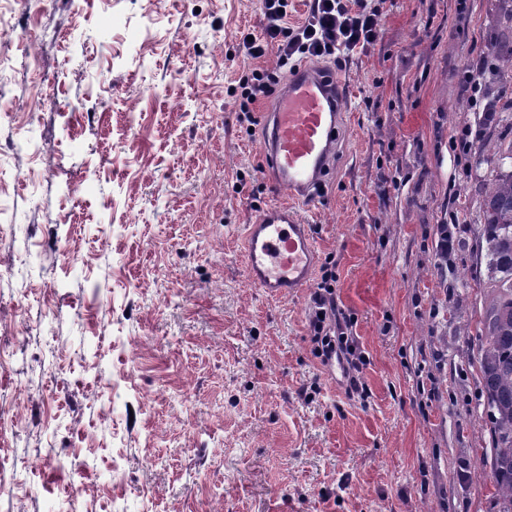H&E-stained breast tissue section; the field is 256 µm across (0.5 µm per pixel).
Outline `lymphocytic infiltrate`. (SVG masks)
I'll list each match as a JSON object with an SVG mask.
<instances>
[{"label":"lymphocytic infiltrate","instance_id":"lymphocytic-infiltrate-1","mask_svg":"<svg viewBox=\"0 0 512 512\" xmlns=\"http://www.w3.org/2000/svg\"><path fill=\"white\" fill-rule=\"evenodd\" d=\"M267 24L262 37L243 40L246 54L254 59L275 50V68H252L242 74L233 91L239 118L256 126L254 110L267 100L276 85L294 73L305 60H339L376 41L381 13L367 7L364 0H310L305 22L291 27L286 23L289 0H262ZM336 275L323 269L321 280L310 296L308 329L313 351L322 362L338 361L347 381L348 393L363 391L359 376L360 355L336 299Z\"/></svg>","mask_w":512,"mask_h":512}]
</instances>
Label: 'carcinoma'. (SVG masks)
I'll return each instance as SVG.
<instances>
[{"mask_svg":"<svg viewBox=\"0 0 512 512\" xmlns=\"http://www.w3.org/2000/svg\"><path fill=\"white\" fill-rule=\"evenodd\" d=\"M512 72V41H502L486 74ZM495 175L483 197L490 288L484 292L474 364L486 413L493 512H512V140L492 146Z\"/></svg>","mask_w":512,"mask_h":512,"instance_id":"1","label":"carcinoma"}]
</instances>
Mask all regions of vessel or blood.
<instances>
[{"instance_id": "obj_1", "label": "vessel or blood", "mask_w": 512, "mask_h": 512, "mask_svg": "<svg viewBox=\"0 0 512 512\" xmlns=\"http://www.w3.org/2000/svg\"><path fill=\"white\" fill-rule=\"evenodd\" d=\"M343 94L323 70L300 67L288 78L263 119L262 155L273 191H288L287 203L263 207L246 228L244 258L250 281L268 296L307 288L318 254L310 216L333 168L344 114Z\"/></svg>"}]
</instances>
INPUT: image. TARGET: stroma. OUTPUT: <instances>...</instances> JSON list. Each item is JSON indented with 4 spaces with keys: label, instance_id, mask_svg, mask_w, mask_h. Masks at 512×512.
<instances>
[{
    "label": "stroma",
    "instance_id": "35a3bbf8",
    "mask_svg": "<svg viewBox=\"0 0 512 512\" xmlns=\"http://www.w3.org/2000/svg\"><path fill=\"white\" fill-rule=\"evenodd\" d=\"M367 3L381 35L329 68L345 121L311 223L365 357L351 397L308 294L245 270L273 194L231 88L276 65L239 44L261 0H8L0 512H491L479 152L512 129L462 86L512 0Z\"/></svg>",
    "mask_w": 512,
    "mask_h": 512
}]
</instances>
